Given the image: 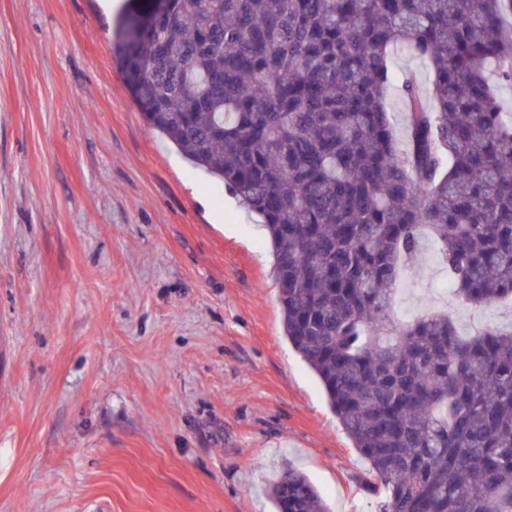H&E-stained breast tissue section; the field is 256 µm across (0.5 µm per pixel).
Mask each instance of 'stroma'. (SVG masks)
I'll use <instances>...</instances> for the list:
<instances>
[{
  "instance_id": "1",
  "label": "stroma",
  "mask_w": 512,
  "mask_h": 512,
  "mask_svg": "<svg viewBox=\"0 0 512 512\" xmlns=\"http://www.w3.org/2000/svg\"><path fill=\"white\" fill-rule=\"evenodd\" d=\"M110 0H0V512H275L292 467L329 512H380L366 461L285 337L257 215L152 130ZM431 243L403 320L461 335Z\"/></svg>"
}]
</instances>
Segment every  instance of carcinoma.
Instances as JSON below:
<instances>
[{"label":"carcinoma","instance_id":"1","mask_svg":"<svg viewBox=\"0 0 512 512\" xmlns=\"http://www.w3.org/2000/svg\"><path fill=\"white\" fill-rule=\"evenodd\" d=\"M511 16L512 0H128L114 27L149 125L262 219L284 335L382 512H512V329L390 313L422 230L457 297L512 299ZM396 47L427 90L393 71ZM270 496L327 512L291 468ZM392 67L400 77L403 75H413L421 85H426L428 81L427 70L424 65L412 58L402 49L394 50L391 56Z\"/></svg>","mask_w":512,"mask_h":512}]
</instances>
